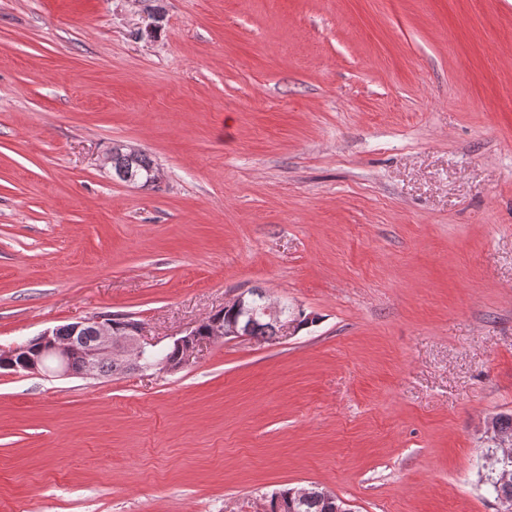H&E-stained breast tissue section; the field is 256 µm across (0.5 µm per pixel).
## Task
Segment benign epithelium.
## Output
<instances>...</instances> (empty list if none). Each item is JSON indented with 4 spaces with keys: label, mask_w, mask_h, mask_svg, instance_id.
Listing matches in <instances>:
<instances>
[{
    "label": "benign epithelium",
    "mask_w": 512,
    "mask_h": 512,
    "mask_svg": "<svg viewBox=\"0 0 512 512\" xmlns=\"http://www.w3.org/2000/svg\"><path fill=\"white\" fill-rule=\"evenodd\" d=\"M252 291L248 290L238 294L232 304L236 305L238 316L224 323L215 321L210 326V336L207 340L241 339L250 337V326L246 325L244 318L252 313ZM265 314L277 327L278 334L296 331V322L283 318V308L278 304H269ZM92 326L95 334V344L86 349L83 354V363L79 367L71 362V345L60 341L55 331H46L37 338L38 348L32 344L19 345L12 350L0 354V359L9 358L19 360V367L26 371H37L44 368L43 359L51 355L56 360L54 371L61 376L79 375L91 378L99 373L101 362L105 360H128L133 358L134 367L139 369H156L159 371L176 370L193 358L201 344L200 337L195 335V327H190L185 333L175 339L172 344L179 346L180 357L177 363H168L161 359H154V349H148L141 343L143 327L136 323L131 328L132 334L128 336L112 335V315L102 314L93 319L74 322L69 327L71 336L81 334L86 326Z\"/></svg>",
    "instance_id": "7a95c632"
}]
</instances>
